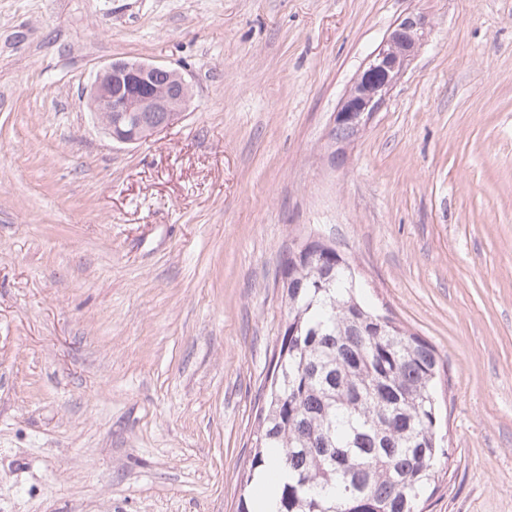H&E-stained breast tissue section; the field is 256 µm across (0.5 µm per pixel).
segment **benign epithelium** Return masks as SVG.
Wrapping results in <instances>:
<instances>
[{
  "label": "benign epithelium",
  "instance_id": "7a95c632",
  "mask_svg": "<svg viewBox=\"0 0 512 512\" xmlns=\"http://www.w3.org/2000/svg\"><path fill=\"white\" fill-rule=\"evenodd\" d=\"M424 39V22L407 17L392 27L347 90L334 113L331 136L341 143L365 128L385 104ZM193 97L192 87L177 70L144 61L117 60L103 66L87 94V107L98 128L120 144H137L178 122ZM146 112H164L160 121ZM329 244L308 239L295 251L315 257Z\"/></svg>",
  "mask_w": 512,
  "mask_h": 512
}]
</instances>
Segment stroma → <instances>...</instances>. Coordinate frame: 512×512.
Listing matches in <instances>:
<instances>
[{"mask_svg":"<svg viewBox=\"0 0 512 512\" xmlns=\"http://www.w3.org/2000/svg\"><path fill=\"white\" fill-rule=\"evenodd\" d=\"M408 16L422 49L332 160ZM116 59L179 70L183 118L97 128ZM313 236L441 360L427 512H512V0H0V512H238ZM423 39L421 18L406 17L392 27L382 45L369 56L334 113L331 136L335 143H342L365 128L385 104Z\"/></svg>","mask_w":512,"mask_h":512,"instance_id":"stroma-1","label":"stroma"}]
</instances>
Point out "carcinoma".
I'll return each mask as SVG.
<instances>
[{"label": "carcinoma", "instance_id": "carcinoma-1", "mask_svg": "<svg viewBox=\"0 0 512 512\" xmlns=\"http://www.w3.org/2000/svg\"><path fill=\"white\" fill-rule=\"evenodd\" d=\"M281 282L285 327L244 484L276 448L274 512H423L448 460L436 350L364 307L334 248L288 255Z\"/></svg>", "mask_w": 512, "mask_h": 512}]
</instances>
